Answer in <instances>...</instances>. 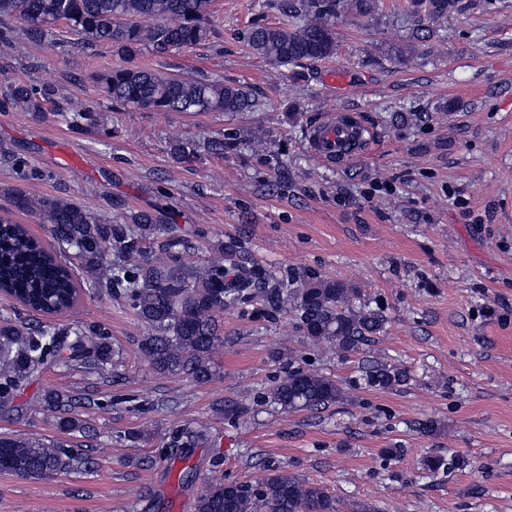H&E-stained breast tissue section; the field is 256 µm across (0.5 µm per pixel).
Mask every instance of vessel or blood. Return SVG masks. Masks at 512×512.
Listing matches in <instances>:
<instances>
[{"instance_id":"b4317fda","label":"vessel or blood","mask_w":512,"mask_h":512,"mask_svg":"<svg viewBox=\"0 0 512 512\" xmlns=\"http://www.w3.org/2000/svg\"><path fill=\"white\" fill-rule=\"evenodd\" d=\"M357 139L360 148H367L372 141L371 132L350 113L332 112L313 128L309 136L311 151L323 162H345L344 144Z\"/></svg>"}]
</instances>
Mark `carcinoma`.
Listing matches in <instances>:
<instances>
[{
    "mask_svg": "<svg viewBox=\"0 0 512 512\" xmlns=\"http://www.w3.org/2000/svg\"><path fill=\"white\" fill-rule=\"evenodd\" d=\"M214 0H0V18L20 23L17 49L45 41L65 24L87 47L109 44L127 57L144 50L165 54L205 43L212 34ZM288 23L252 25L246 32L252 53L281 65L318 61L336 53L337 6L367 16L377 0H285ZM412 14L444 18L460 10V0H409ZM112 101L160 112H223L252 107L242 85L221 80L159 75L136 67H115L98 76ZM55 96L51 87L36 88L20 79L0 98V110L20 107L40 112ZM62 115L74 129L94 122L84 103L62 102ZM15 207L51 226L61 254L74 257L91 288L122 299L155 333L141 347L160 373H184L198 383L214 376L213 357L223 346L217 316L226 309L258 301L274 311L288 309L306 341L340 358L359 353L369 337L383 330L385 319L361 292L315 273L288 281L277 279L241 255L231 240L216 248L217 256L201 266L172 265L147 256V242L168 231L159 213L140 212L130 224L101 220L89 208L67 198L10 189ZM0 286L23 307L45 314H65L61 327L36 323L18 327L0 313V401L8 402L34 370L59 363L101 376L112 366L114 350L108 327L88 325L79 316V285L67 262L46 249L22 224L0 218ZM285 375L269 388L267 400L281 412L317 410L344 399L338 381L300 366L290 354L280 355ZM406 369L377 363L365 371L366 385L384 389L406 383ZM84 397L51 391L39 402L57 414L65 433L90 430L75 409ZM207 440L204 426L174 429L162 456L186 457ZM92 458L82 448L63 442L0 436V472L45 479L89 468ZM194 512H340L338 501L318 484L275 466L254 484L217 479L194 503Z\"/></svg>",
    "mask_w": 512,
    "mask_h": 512,
    "instance_id": "carcinoma-1",
    "label": "carcinoma"
}]
</instances>
